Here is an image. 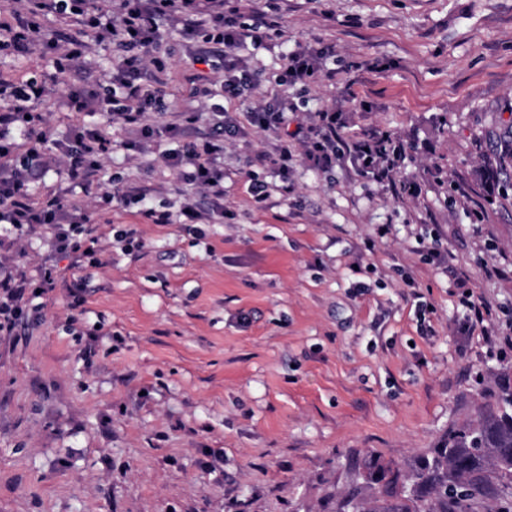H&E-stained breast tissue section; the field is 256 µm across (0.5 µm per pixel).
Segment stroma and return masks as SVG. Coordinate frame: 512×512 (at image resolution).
<instances>
[{"mask_svg":"<svg viewBox=\"0 0 512 512\" xmlns=\"http://www.w3.org/2000/svg\"><path fill=\"white\" fill-rule=\"evenodd\" d=\"M277 24L261 73L230 112L277 95L282 53L326 47L335 78L308 83L305 112L392 134L394 183L349 159L315 169L283 131L224 139V220L149 224L104 199L137 179L152 207L182 189L160 151L126 156L110 129L93 195L38 177L93 211L100 263L67 271L0 332V512H336L376 456L406 467L449 427L478 424L512 352L460 330L465 312L435 244L472 273L476 299L512 338V205L486 204L512 123V0H250ZM166 100L183 103L194 44L163 28ZM267 185L264 209L249 188ZM132 228L126 253L113 238ZM51 231L0 224V277L37 275ZM81 308H73L74 300Z\"/></svg>","mask_w":512,"mask_h":512,"instance_id":"stroma-1","label":"stroma"}]
</instances>
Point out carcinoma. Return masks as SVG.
Returning a JSON list of instances; mask_svg holds the SVG:
<instances>
[{
    "label": "carcinoma",
    "instance_id": "1",
    "mask_svg": "<svg viewBox=\"0 0 512 512\" xmlns=\"http://www.w3.org/2000/svg\"><path fill=\"white\" fill-rule=\"evenodd\" d=\"M499 169L512 167V131L500 138ZM489 409L475 426L451 427L411 470L386 467L394 478L366 497L358 489L336 501V512L354 502L358 512H512V375L502 374L487 394Z\"/></svg>",
    "mask_w": 512,
    "mask_h": 512
}]
</instances>
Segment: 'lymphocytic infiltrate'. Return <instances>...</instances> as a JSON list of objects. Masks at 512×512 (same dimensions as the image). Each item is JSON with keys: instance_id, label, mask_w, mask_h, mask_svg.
<instances>
[{"instance_id": "1", "label": "lymphocytic infiltrate", "mask_w": 512, "mask_h": 512, "mask_svg": "<svg viewBox=\"0 0 512 512\" xmlns=\"http://www.w3.org/2000/svg\"><path fill=\"white\" fill-rule=\"evenodd\" d=\"M48 15L55 28L45 26ZM164 20L178 26L184 40L198 45L195 60L209 67L208 73L193 76L188 102L177 111L165 106L167 64L160 31ZM274 34V22H244L239 7L227 0H0V49L24 52L35 46L47 62L46 71L38 74L0 77V223L18 230L49 225L55 231L58 254L80 265L100 263L91 212L76 206L58 188H49L38 198L30 190L32 171L60 168L69 182L91 192L100 158L111 146L100 129L81 125L67 139L50 138L39 107L52 96L60 97L69 111L98 112L108 124L134 127L137 135L124 148L135 155L151 147L157 132L177 137L198 113H211L215 134L161 153L166 168L190 188L177 212L147 206V190L118 175L111 178L107 198L118 210L140 204L141 215L154 224H199L206 218L193 198L199 191L212 199L215 215H223L224 170L218 161L224 155V134L237 130L224 101L241 96L258 80L245 52L270 48ZM96 47L112 50V66L103 79L88 87L60 90V77L88 71ZM247 119L264 130L292 126V138L318 169L332 168L346 155L360 173L389 182L401 159L391 134L341 137L339 113L321 110L311 122L301 121L286 95L251 108ZM55 274L51 264L36 282L9 275L0 279V330L12 329L25 317L29 298L54 290Z\"/></svg>"}]
</instances>
